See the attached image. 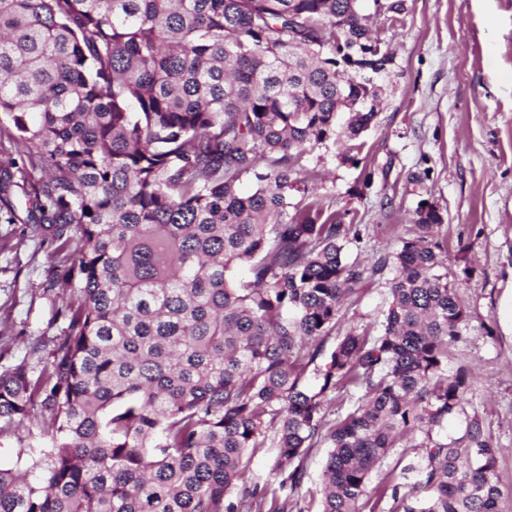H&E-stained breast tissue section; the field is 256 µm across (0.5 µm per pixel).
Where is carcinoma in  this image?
Returning <instances> with one entry per match:
<instances>
[{
	"label": "carcinoma",
	"instance_id": "cac0c4a2",
	"mask_svg": "<svg viewBox=\"0 0 512 512\" xmlns=\"http://www.w3.org/2000/svg\"><path fill=\"white\" fill-rule=\"evenodd\" d=\"M368 0H0V133L47 168L28 221L59 256L67 322L40 369L0 373V431L42 412L41 476L0 469V512H287L329 442L319 512H512L465 413L468 317L443 217L364 266L355 224L310 198L305 155L354 160L389 43ZM245 178L250 194L240 191ZM244 264L248 278L231 271ZM393 271L376 335L325 349L364 280ZM364 391L327 421L338 389ZM465 414L462 436H437ZM403 481L372 473L409 443ZM277 449L279 490L246 477Z\"/></svg>",
	"mask_w": 512,
	"mask_h": 512
}]
</instances>
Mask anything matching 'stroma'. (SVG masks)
<instances>
[{
  "label": "stroma",
  "mask_w": 512,
  "mask_h": 512,
  "mask_svg": "<svg viewBox=\"0 0 512 512\" xmlns=\"http://www.w3.org/2000/svg\"><path fill=\"white\" fill-rule=\"evenodd\" d=\"M374 29L396 56L379 113L361 136L357 164L340 163V144L306 156L307 186L326 211L362 225L350 259L368 263L413 235L415 211L443 215L448 267L469 331L448 360L472 378L466 411L482 416L501 448L499 486L512 496V0H405L400 23ZM43 176L0 192V373L45 365L66 324L55 315L61 288L48 285L56 259L49 236L27 215ZM471 277H464V269ZM387 278L362 282L327 346L355 328L378 333ZM44 434L40 410L0 432V469L33 468L31 445Z\"/></svg>",
  "instance_id": "obj_1"
}]
</instances>
